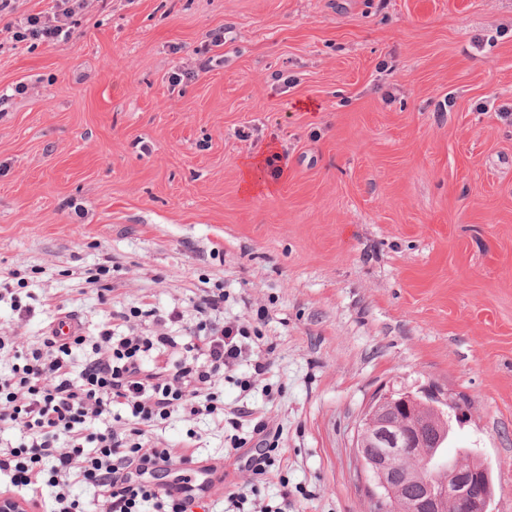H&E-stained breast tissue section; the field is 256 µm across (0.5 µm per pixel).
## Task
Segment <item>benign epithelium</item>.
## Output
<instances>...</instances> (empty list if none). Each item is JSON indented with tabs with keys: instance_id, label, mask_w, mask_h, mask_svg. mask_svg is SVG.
<instances>
[{
	"instance_id": "1",
	"label": "benign epithelium",
	"mask_w": 512,
	"mask_h": 512,
	"mask_svg": "<svg viewBox=\"0 0 512 512\" xmlns=\"http://www.w3.org/2000/svg\"><path fill=\"white\" fill-rule=\"evenodd\" d=\"M434 391L418 398L410 392L386 393L365 412L356 437V453L376 486L371 512H487L492 494L487 467L472 454L447 465L432 463L426 448L450 428ZM415 481L424 495L417 501L399 497L398 485Z\"/></svg>"
}]
</instances>
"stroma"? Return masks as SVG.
<instances>
[{"label":"stroma","instance_id":"obj_1","mask_svg":"<svg viewBox=\"0 0 512 512\" xmlns=\"http://www.w3.org/2000/svg\"><path fill=\"white\" fill-rule=\"evenodd\" d=\"M68 42L0 31V336L36 343L58 308L185 318L223 285L262 330L269 371L218 392L281 428L288 512H370L354 443L376 395L436 388L512 512V0H84ZM194 69L172 84L173 72ZM281 177L245 193L243 167ZM195 433L212 494L248 484L217 420Z\"/></svg>","mask_w":512,"mask_h":512}]
</instances>
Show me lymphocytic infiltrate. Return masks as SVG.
Segmentation results:
<instances>
[{
    "label": "lymphocytic infiltrate",
    "instance_id": "lymphocytic-infiltrate-1",
    "mask_svg": "<svg viewBox=\"0 0 512 512\" xmlns=\"http://www.w3.org/2000/svg\"><path fill=\"white\" fill-rule=\"evenodd\" d=\"M62 3L61 13L30 14L6 29L20 41H63L69 33L64 19L82 0ZM194 311L188 324L176 309L111 310L97 335L78 330L64 336L52 325L39 344L16 351L11 370L0 374V432H19L21 441L0 451V475L8 478L0 496L38 507L44 485L54 490L50 512H85L69 490L75 479L93 489L103 512H191L204 504L212 467H202L197 486L173 476V469L194 463L188 452L192 440L161 448L151 434L174 416L190 421L220 413L233 429L232 448L254 445L246 462L253 485L265 482L279 454V430L251 409L220 410L214 386L240 365H250L259 377L270 363L256 351L247 326L223 320V289L202 291ZM141 314L152 319L154 332L130 329V320ZM118 321L127 331L115 332ZM79 346L87 354L78 366L73 350ZM165 353L174 357L166 373H148L147 362ZM117 405L127 418L108 425ZM245 426L249 437L238 436Z\"/></svg>",
    "mask_w": 512,
    "mask_h": 512
}]
</instances>
